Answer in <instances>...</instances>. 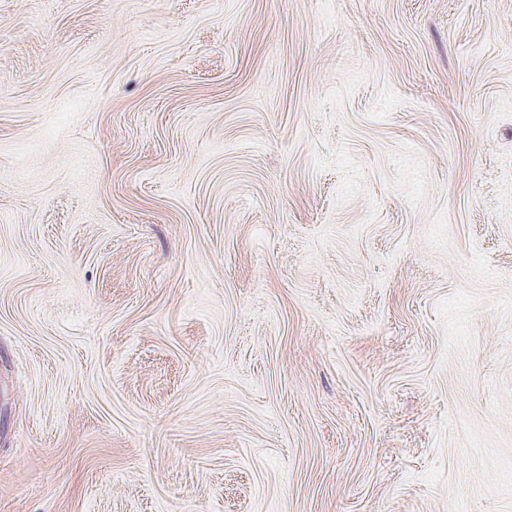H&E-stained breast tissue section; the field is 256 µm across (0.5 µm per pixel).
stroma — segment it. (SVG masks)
Here are the masks:
<instances>
[{
    "label": "stroma",
    "instance_id": "stroma-1",
    "mask_svg": "<svg viewBox=\"0 0 512 512\" xmlns=\"http://www.w3.org/2000/svg\"><path fill=\"white\" fill-rule=\"evenodd\" d=\"M0 512H512V0H0Z\"/></svg>",
    "mask_w": 512,
    "mask_h": 512
}]
</instances>
